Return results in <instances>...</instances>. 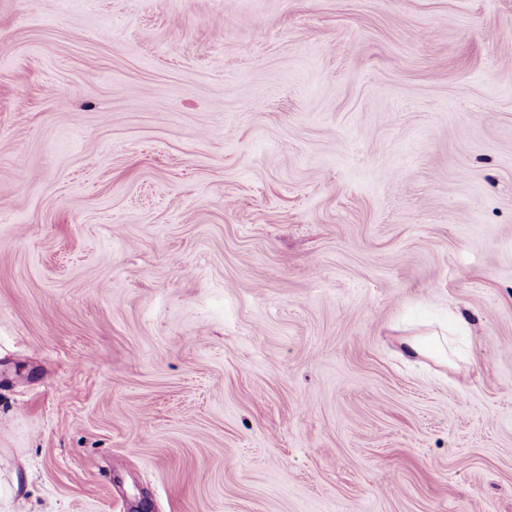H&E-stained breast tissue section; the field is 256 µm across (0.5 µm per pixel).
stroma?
<instances>
[{"instance_id": "35a3bbf8", "label": "stroma", "mask_w": 512, "mask_h": 512, "mask_svg": "<svg viewBox=\"0 0 512 512\" xmlns=\"http://www.w3.org/2000/svg\"><path fill=\"white\" fill-rule=\"evenodd\" d=\"M14 470L21 512H512V0H0ZM400 356L413 364H422V359H437L448 364L452 351L447 336L438 333L414 335L400 341Z\"/></svg>"}]
</instances>
